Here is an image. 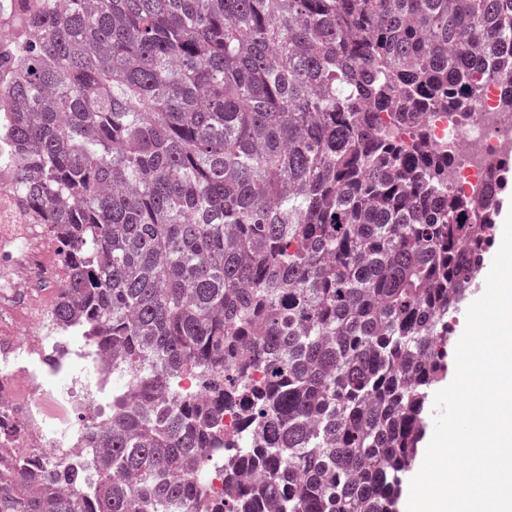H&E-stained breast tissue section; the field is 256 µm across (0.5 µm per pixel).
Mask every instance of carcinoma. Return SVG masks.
<instances>
[{"mask_svg":"<svg viewBox=\"0 0 512 512\" xmlns=\"http://www.w3.org/2000/svg\"><path fill=\"white\" fill-rule=\"evenodd\" d=\"M2 27L0 169L65 263L53 315L128 394L94 486L18 460L0 512H397L509 172L448 189L429 113L489 83L512 112V0H29ZM183 372L205 395L171 409Z\"/></svg>","mask_w":512,"mask_h":512,"instance_id":"carcinoma-1","label":"carcinoma"}]
</instances>
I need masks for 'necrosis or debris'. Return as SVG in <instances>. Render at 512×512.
Masks as SVG:
<instances>
[{"instance_id":"1","label":"necrosis or debris","mask_w":512,"mask_h":512,"mask_svg":"<svg viewBox=\"0 0 512 512\" xmlns=\"http://www.w3.org/2000/svg\"><path fill=\"white\" fill-rule=\"evenodd\" d=\"M432 141L452 160L448 186L471 191L485 183L492 163L512 156V113L502 111L496 86L485 88L468 111L431 115ZM33 218L0 178V468L44 457L84 471L86 485L97 479L88 464L90 425L107 420L116 392L111 361L68 327L50 322L42 289L59 287L65 270L55 242H45L37 257L25 245ZM44 368L33 372L35 362ZM25 384V399L16 396Z\"/></svg>"}]
</instances>
